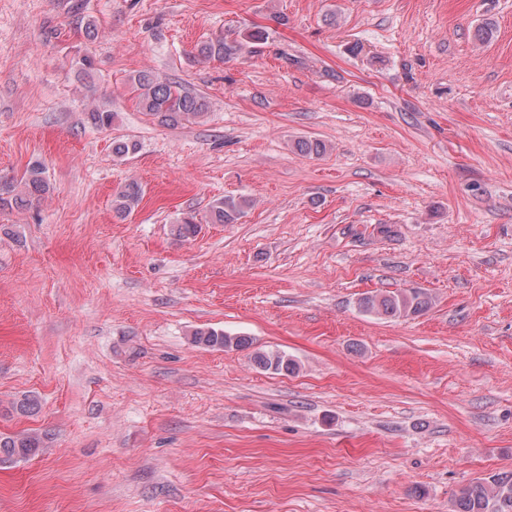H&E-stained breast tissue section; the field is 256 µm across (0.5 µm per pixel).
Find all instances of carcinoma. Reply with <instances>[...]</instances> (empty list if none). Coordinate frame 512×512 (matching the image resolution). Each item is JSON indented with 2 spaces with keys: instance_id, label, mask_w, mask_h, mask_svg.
<instances>
[{
  "instance_id": "carcinoma-1",
  "label": "carcinoma",
  "mask_w": 512,
  "mask_h": 512,
  "mask_svg": "<svg viewBox=\"0 0 512 512\" xmlns=\"http://www.w3.org/2000/svg\"><path fill=\"white\" fill-rule=\"evenodd\" d=\"M237 46L223 39H209L198 45V54L205 60H224L236 54ZM78 78L92 84L95 73L93 58L83 56L76 62ZM129 88L134 94L137 108L157 119L158 123L175 127L203 117L210 109V102L202 94H193L181 84L163 79L151 71L143 70L129 78ZM89 118L98 128H109L117 113L109 105L93 106ZM293 148L304 156H321L327 145L312 138L295 141ZM137 143L129 139L112 141V154L124 159L135 153ZM50 192V180L40 163L29 165L20 177L0 180V207L31 209L37 207ZM142 183L135 179L125 182L112 196V211L121 217L134 212L144 197ZM246 197H224L214 200L207 208L205 223L235 224L252 207ZM199 222L189 215L176 225L177 237L188 239L196 236ZM431 306V298L417 289L403 292L366 293L358 299L361 312L378 318L396 320L420 315ZM194 342L208 347L248 348L252 345L247 336H229L214 329H199L193 333ZM254 364L264 370L292 373L296 361L283 351H256ZM10 410L18 415L31 416L39 412L40 401L33 394H23L11 402ZM45 447V436L36 431L16 433L0 432V468L9 469L38 454ZM455 512H512V472H502L480 478L460 490L454 502Z\"/></svg>"
}]
</instances>
